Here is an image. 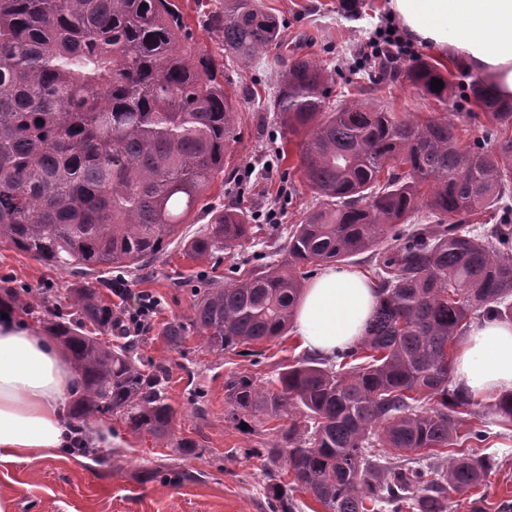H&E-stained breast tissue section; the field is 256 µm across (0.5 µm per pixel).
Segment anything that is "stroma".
<instances>
[{
  "label": "stroma",
  "instance_id": "obj_1",
  "mask_svg": "<svg viewBox=\"0 0 512 512\" xmlns=\"http://www.w3.org/2000/svg\"><path fill=\"white\" fill-rule=\"evenodd\" d=\"M351 1L348 10L344 0H262L280 22V44L243 65L226 59L217 35L203 27L205 13L219 0H178L185 23L223 66L228 88L239 102L237 141L224 158V175L200 199L194 223L183 230L193 236L208 222L210 209L238 205L251 213L261 231L248 248L224 250L207 263L190 260L176 241L150 265L125 272L130 288L157 297L160 305L148 328L136 334L121 328L103 333L102 339L132 342L138 357L164 370L175 411L173 436L161 440L134 435L121 417L106 415L86 424L90 430L98 425L112 430L111 447L96 454L74 451L61 458L0 463V495L12 500L13 512H271L264 450L276 438L280 422L259 416L244 428L231 420L224 381L241 373L267 382L289 359L302 356L294 334L219 357L199 336H188L176 347L164 331L190 317L197 292L211 277L230 276L244 259L274 254L291 225L302 223L315 204L299 172L297 142L282 140L275 116L266 108L276 93L282 62L308 56L327 68L333 78L332 106L357 98L409 118L458 114L455 104L425 99L408 85L379 80L374 70L355 69L361 46L390 12L388 0ZM458 116L463 145L490 143L489 122L481 109ZM272 207L282 211L279 223L264 219ZM75 281L72 274L0 242V296L13 293L30 306L28 323L42 325L53 313L72 317L63 295ZM461 428L487 433L480 452L491 457L495 468L483 485L449 493L447 512H512V425L498 421L489 401L478 400ZM182 439L196 444V455H183L177 446ZM170 463L191 470L194 480L165 484L160 469Z\"/></svg>",
  "mask_w": 512,
  "mask_h": 512
}]
</instances>
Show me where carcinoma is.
Returning <instances> with one entry per match:
<instances>
[{
	"mask_svg": "<svg viewBox=\"0 0 512 512\" xmlns=\"http://www.w3.org/2000/svg\"><path fill=\"white\" fill-rule=\"evenodd\" d=\"M225 56L248 64L277 45L280 24L260 0H224L208 13ZM422 97L448 101L451 83L421 59L385 72ZM444 87L437 91L432 79ZM332 76L301 57L284 65L270 111L281 137H304L300 172L319 200L288 230L282 258L212 280L187 322L165 329L173 345L197 333L218 356L285 335L307 268L376 254L378 303L358 343L327 359L300 357L259 384L224 383L230 418L288 419L265 453L292 480L268 477L272 512H292L300 489L323 512H446L445 492H466L493 469L470 452L435 462L439 448H478L460 432L471 396L452 385L454 353L476 313L512 321V135L491 129L485 148L460 144L448 116L398 117L362 100L326 106ZM474 103L512 125V103L480 79ZM237 100L193 38L175 0H0V241L78 275L138 269L173 241L207 262L253 238L247 211L214 213L183 237L199 200L224 173L236 142ZM425 208L428 224L405 225ZM487 216L465 227L473 215ZM388 245L385 251L382 245ZM65 297L75 318L46 320L80 377L72 404L85 420L117 415L136 435H172L164 372L124 343L87 335L117 326L95 283ZM512 424V393L493 404ZM416 452L423 463L395 466ZM170 483L193 478L164 467Z\"/></svg>",
	"mask_w": 512,
	"mask_h": 512,
	"instance_id": "cac0c4a2",
	"label": "carcinoma"
}]
</instances>
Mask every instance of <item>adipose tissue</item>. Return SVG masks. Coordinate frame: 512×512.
Wrapping results in <instances>:
<instances>
[{"label": "adipose tissue", "instance_id": "ef3b65f1", "mask_svg": "<svg viewBox=\"0 0 512 512\" xmlns=\"http://www.w3.org/2000/svg\"><path fill=\"white\" fill-rule=\"evenodd\" d=\"M405 35L452 54L471 76L512 99V0H389ZM377 303L360 272L325 267L295 308L304 348L327 357L354 344ZM459 388L479 399L512 392V322H474L455 360ZM77 375L39 329L0 317V462L62 456L84 434L67 417Z\"/></svg>", "mask_w": 512, "mask_h": 512}]
</instances>
